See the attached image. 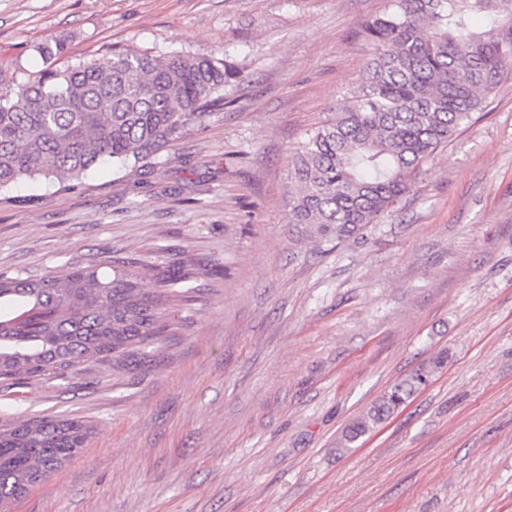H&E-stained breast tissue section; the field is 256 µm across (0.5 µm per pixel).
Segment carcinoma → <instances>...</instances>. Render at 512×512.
I'll list each match as a JSON object with an SVG mask.
<instances>
[{
    "label": "carcinoma",
    "mask_w": 512,
    "mask_h": 512,
    "mask_svg": "<svg viewBox=\"0 0 512 512\" xmlns=\"http://www.w3.org/2000/svg\"><path fill=\"white\" fill-rule=\"evenodd\" d=\"M373 46L350 104L317 127L288 162V223L322 240H343L392 212L434 154L455 137L489 95L512 76V0H388L367 21ZM45 66L0 88V201L15 185L45 178L73 190L110 161L145 175L148 160L208 112L232 101L224 88L242 78L223 59L183 51L156 56L112 51L106 64L63 69L59 40L36 46ZM165 265L116 258L109 272L72 267L30 280L0 273V380L64 377L80 363L112 365L161 347L169 308L209 275L178 251ZM153 278L156 289L142 287ZM416 374L393 386L346 429L349 448L374 432L415 390ZM90 428L74 419L24 422L0 432V510L74 458Z\"/></svg>",
    "instance_id": "1"
}]
</instances>
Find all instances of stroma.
<instances>
[{
	"mask_svg": "<svg viewBox=\"0 0 512 512\" xmlns=\"http://www.w3.org/2000/svg\"><path fill=\"white\" fill-rule=\"evenodd\" d=\"M387 0H0V88L112 49L242 68L150 161L0 203V273L38 279L136 252L209 266L161 350L0 382V431L79 419V455L9 512H512V79L423 168L400 209L320 243L288 221V158L349 103ZM443 365H436V358ZM425 385L344 454V427Z\"/></svg>",
	"mask_w": 512,
	"mask_h": 512,
	"instance_id": "35a3bbf8",
	"label": "stroma"
}]
</instances>
